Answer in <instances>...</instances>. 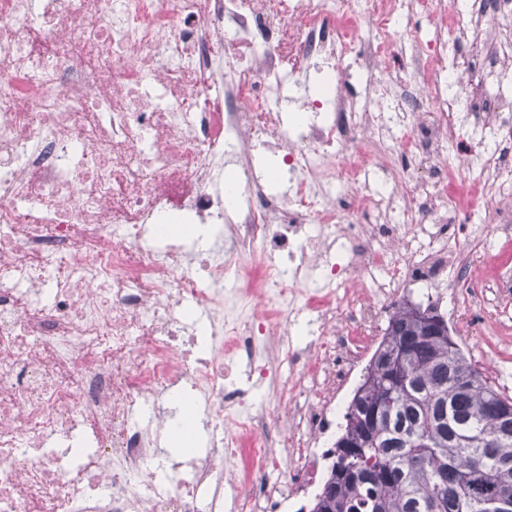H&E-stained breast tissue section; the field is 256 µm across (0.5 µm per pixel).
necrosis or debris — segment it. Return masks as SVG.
Returning <instances> with one entry per match:
<instances>
[{
	"mask_svg": "<svg viewBox=\"0 0 512 512\" xmlns=\"http://www.w3.org/2000/svg\"><path fill=\"white\" fill-rule=\"evenodd\" d=\"M416 19L429 40L393 34ZM491 20L512 0H0V512H279L404 278L464 325L497 307L512 267L475 266L512 241ZM180 219L223 232L201 255L167 243ZM177 394L205 445L170 462Z\"/></svg>",
	"mask_w": 512,
	"mask_h": 512,
	"instance_id": "obj_1",
	"label": "necrosis or debris"
}]
</instances>
